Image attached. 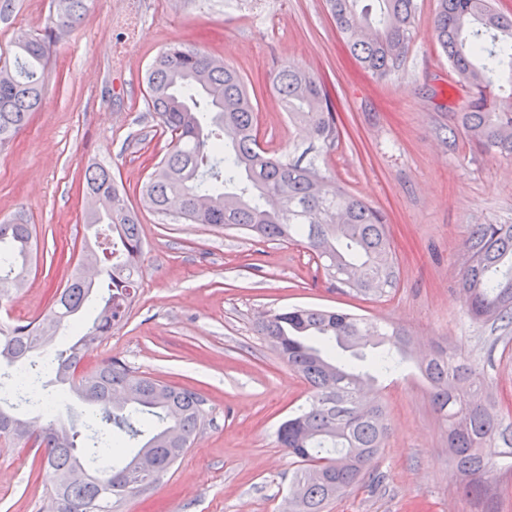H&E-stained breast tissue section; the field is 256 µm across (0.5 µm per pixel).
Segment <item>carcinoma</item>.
Segmentation results:
<instances>
[{
  "label": "carcinoma",
  "instance_id": "obj_1",
  "mask_svg": "<svg viewBox=\"0 0 512 512\" xmlns=\"http://www.w3.org/2000/svg\"><path fill=\"white\" fill-rule=\"evenodd\" d=\"M326 0L331 18L359 65L378 78L405 64L417 0ZM87 11V0H62L50 25L22 34L0 54V148L27 125L49 76L50 48ZM436 41L453 72L469 89L461 112L466 136L487 152L512 157V104L497 103L495 83L512 81V18L492 0H438ZM288 120L304 125L311 144L329 152L341 132L323 79L288 65L274 79ZM146 104L168 136L166 151L143 183V204L188 224L246 230L269 241L301 242L335 288L382 297L396 287L398 261L385 216L352 194L328 164L314 157L275 155L258 140L257 113L244 77L204 50L172 45L146 74ZM90 201L84 224L107 225L112 247L85 241L82 257L53 296L44 320L0 326V366L37 352L46 373L66 386L94 415L84 431L49 421L35 428L13 413L23 401L39 407L31 391L0 381V439H35L44 448L49 512H112L130 494L109 480L126 475L152 481L170 469L203 425L205 399L119 361L76 376L92 345L120 326L135 298L143 254L141 224L109 167L84 173ZM35 228L0 224V300L26 284L32 271ZM462 309L492 329L512 326V224H473L463 244ZM283 360L309 384L307 405L284 421L279 443L299 468L292 480V512H324L375 462L387 438L377 379L402 371L412 349L409 333L377 325L343 310L293 306L261 322ZM434 411L448 427V450L457 470L478 489L496 478L500 459L512 456V424L492 398L479 366L440 347L421 363ZM91 466L94 474L72 481Z\"/></svg>",
  "mask_w": 512,
  "mask_h": 512
}]
</instances>
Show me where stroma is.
<instances>
[{"mask_svg":"<svg viewBox=\"0 0 512 512\" xmlns=\"http://www.w3.org/2000/svg\"><path fill=\"white\" fill-rule=\"evenodd\" d=\"M255 17L224 0H89L81 23L50 56L49 78L28 126L0 148V222L35 225L38 251L27 285L0 301V318L47 313L73 269L84 224V170L110 166L145 242L139 288L126 322L88 351L82 371L119 360L206 400L205 425L185 456L115 512H283L294 464L277 439L305 405L306 381L260 335L261 316L292 306L347 310L453 347L480 363L497 396H512V356L490 327L461 309L460 246L474 224H512V158L464 135L468 92L434 33L437 0H418L399 72L380 79L349 54L325 0H265ZM51 0H17L0 19V53L41 33ZM201 47L236 68L257 104L268 147L293 157L310 144L273 91L284 67L308 68L329 85L341 138L329 165L345 187L388 217L399 263L383 297L330 288L296 242L187 224L141 206L140 188L165 150L145 102V73L170 44ZM388 437L375 473L325 512H512V460L468 491L448 452L416 361L381 379ZM0 512H48L40 453H0Z\"/></svg>","mask_w":512,"mask_h":512,"instance_id":"obj_1","label":"stroma"}]
</instances>
